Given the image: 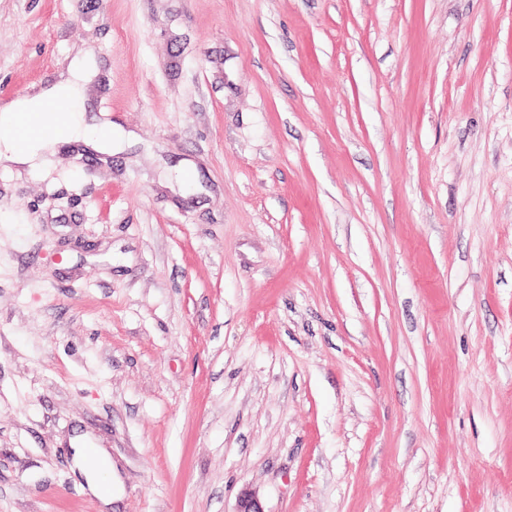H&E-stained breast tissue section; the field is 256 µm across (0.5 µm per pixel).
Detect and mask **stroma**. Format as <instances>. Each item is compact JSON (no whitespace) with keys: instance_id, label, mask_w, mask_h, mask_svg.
Returning a JSON list of instances; mask_svg holds the SVG:
<instances>
[{"instance_id":"obj_1","label":"stroma","mask_w":512,"mask_h":512,"mask_svg":"<svg viewBox=\"0 0 512 512\" xmlns=\"http://www.w3.org/2000/svg\"><path fill=\"white\" fill-rule=\"evenodd\" d=\"M89 48L131 140L0 165V512H512V0H0V107ZM90 457L100 462V466L93 465ZM75 466L87 476L89 490L105 504H110L112 479L105 482L101 476L102 472L112 471V462L106 452L102 448H77Z\"/></svg>"}]
</instances>
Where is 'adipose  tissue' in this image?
I'll return each mask as SVG.
<instances>
[{
	"label": "adipose tissue",
	"mask_w": 512,
	"mask_h": 512,
	"mask_svg": "<svg viewBox=\"0 0 512 512\" xmlns=\"http://www.w3.org/2000/svg\"><path fill=\"white\" fill-rule=\"evenodd\" d=\"M91 52H84L74 63L64 81L33 98H20L0 108V160L17 169L31 170L50 164L59 147L64 143H81L101 155H111V135L91 131L80 113L75 110V97L80 84L89 82L95 75L90 67ZM63 106L60 116L54 117L52 132H39L26 141H19L15 129L20 117L38 116L47 102ZM75 465L88 480L90 491L104 503L112 501V484L105 481L104 473L110 472L112 462L103 449L80 448L76 451Z\"/></svg>",
	"instance_id": "obj_1"
}]
</instances>
